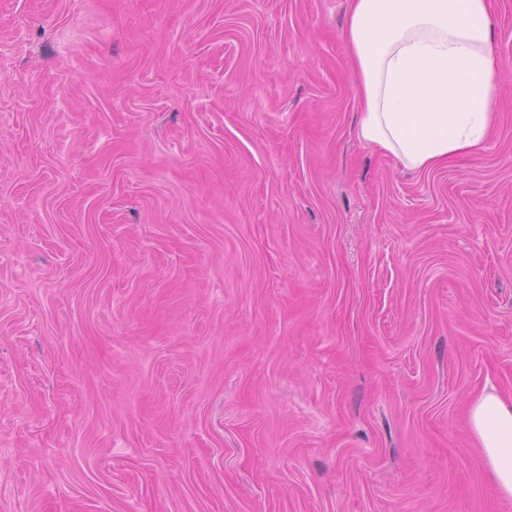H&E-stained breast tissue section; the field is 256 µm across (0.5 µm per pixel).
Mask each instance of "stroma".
<instances>
[{
  "instance_id": "35a3bbf8",
  "label": "stroma",
  "mask_w": 512,
  "mask_h": 512,
  "mask_svg": "<svg viewBox=\"0 0 512 512\" xmlns=\"http://www.w3.org/2000/svg\"><path fill=\"white\" fill-rule=\"evenodd\" d=\"M349 0H0V512H512L497 123L358 136ZM467 423L499 496L512 501V401L486 387L470 403Z\"/></svg>"
}]
</instances>
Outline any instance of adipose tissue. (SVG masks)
Wrapping results in <instances>:
<instances>
[{"label":"adipose tissue","mask_w":512,"mask_h":512,"mask_svg":"<svg viewBox=\"0 0 512 512\" xmlns=\"http://www.w3.org/2000/svg\"><path fill=\"white\" fill-rule=\"evenodd\" d=\"M344 39L361 139L413 170L487 140L498 94L492 0H350ZM467 423L499 496L512 501V401L484 389Z\"/></svg>","instance_id":"obj_1"}]
</instances>
